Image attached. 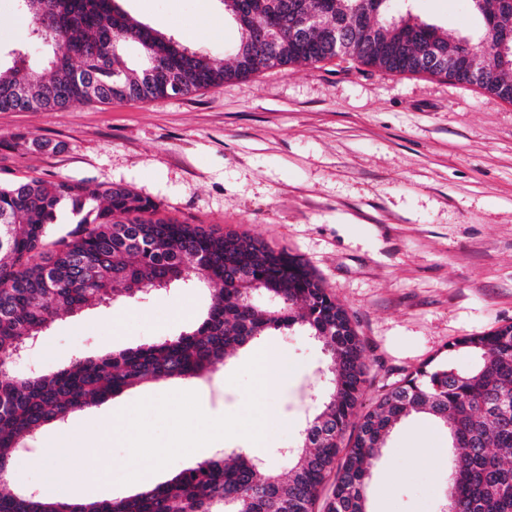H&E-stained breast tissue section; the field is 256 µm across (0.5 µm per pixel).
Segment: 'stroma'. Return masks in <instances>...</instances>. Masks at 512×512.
Instances as JSON below:
<instances>
[{
    "label": "stroma",
    "instance_id": "obj_1",
    "mask_svg": "<svg viewBox=\"0 0 512 512\" xmlns=\"http://www.w3.org/2000/svg\"><path fill=\"white\" fill-rule=\"evenodd\" d=\"M122 7L219 66L239 38L222 0H123ZM407 10L452 40L486 33L468 0H393V13ZM35 138L60 149L35 151ZM28 177L91 191L127 187L152 198L162 215L218 235L244 232L302 258L364 343L366 408L404 375L449 355L457 339L512 324V102L476 86L339 57L264 69L190 95L0 112V182ZM208 302L203 290L178 284L144 300L62 314L11 373L46 374L84 355L162 340L194 324ZM283 350L287 380L259 389L254 358ZM326 363L300 330L274 331L210 376L148 382L69 421L98 418L110 429L135 421L144 439L167 449L156 467L162 483L215 452L186 458L172 450L182 423L158 403L189 399L223 417L231 448L235 432L252 427L255 415L243 404L259 392L279 422L271 439L245 450L284 475L283 451L320 401ZM59 430L47 425L25 444L37 453L56 449L61 484L45 486L39 469L20 466L9 474L11 487L76 496L78 474L96 456L112 463L99 481L102 498L138 492L132 479L149 460L136 443L64 449ZM413 438L426 451L448 445L425 417L396 427L370 469L368 512H442L449 463L409 454Z\"/></svg>",
    "mask_w": 512,
    "mask_h": 512
}]
</instances>
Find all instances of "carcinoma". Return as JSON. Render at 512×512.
I'll return each instance as SVG.
<instances>
[{"instance_id":"obj_1","label":"carcinoma","mask_w":512,"mask_h":512,"mask_svg":"<svg viewBox=\"0 0 512 512\" xmlns=\"http://www.w3.org/2000/svg\"><path fill=\"white\" fill-rule=\"evenodd\" d=\"M29 20L26 42L52 48L46 72L33 68L23 50L13 51L8 73H0V112L60 110L73 102L112 103L187 95L245 78L262 69L288 68L328 59L319 48L325 29L292 37L300 13L327 12L326 22L356 20L358 36L343 55L388 73L420 70L395 54L412 52L402 40L390 0H222L227 13L242 11L257 26L279 30L282 52L258 54L215 66L203 54L134 23L119 0H15ZM494 29L512 30V0H478L474 9ZM448 54L463 55L477 68L490 66L488 48L462 46L423 22ZM135 47L139 63L126 53ZM512 86V67L501 68L483 89L493 95ZM22 90L23 97L16 96ZM68 208L79 227L45 250L51 227ZM0 512H366L371 461L391 431L412 413L425 414L448 432L453 457L448 493L457 512H512V324L464 336L448 352L464 349L474 363L459 369L440 360L404 376L358 413L367 382L364 345L346 309L297 256L246 234L213 236L196 225L159 216L150 197L122 186L90 192L80 183L41 178L0 185ZM103 274L80 277L83 261ZM247 270L249 277L237 278ZM173 283L206 286L211 304L187 332L155 344L81 357L50 375H9L13 353L42 338L62 312L93 300L142 298L163 275ZM274 299L258 308L248 291ZM298 328L329 358L320 371L325 392L308 417L283 479L260 458L241 449L208 458L171 479L148 485L121 500L72 502L40 490L7 488L22 440L43 426L96 406L145 382L203 378L224 366L232 352L270 330ZM354 427L348 442L345 431ZM331 493L322 498L327 477Z\"/></svg>"}]
</instances>
